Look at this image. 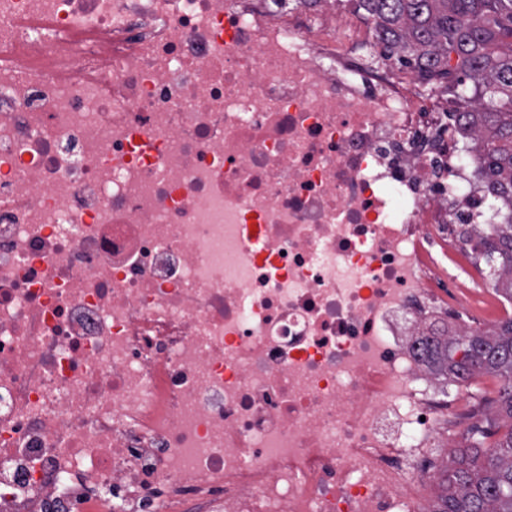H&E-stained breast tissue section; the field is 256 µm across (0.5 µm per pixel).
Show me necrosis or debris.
I'll return each mask as SVG.
<instances>
[{"instance_id": "necrosis-or-debris-1", "label": "necrosis or debris", "mask_w": 512, "mask_h": 512, "mask_svg": "<svg viewBox=\"0 0 512 512\" xmlns=\"http://www.w3.org/2000/svg\"><path fill=\"white\" fill-rule=\"evenodd\" d=\"M307 2L0 0V512H432L512 203Z\"/></svg>"}]
</instances>
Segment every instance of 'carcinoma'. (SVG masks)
Returning <instances> with one entry per match:
<instances>
[{"label":"carcinoma","mask_w":512,"mask_h":512,"mask_svg":"<svg viewBox=\"0 0 512 512\" xmlns=\"http://www.w3.org/2000/svg\"><path fill=\"white\" fill-rule=\"evenodd\" d=\"M385 50L445 90L476 132L465 152L481 163L497 193L512 200V0H359ZM470 84H465V81ZM495 285L512 296V223L496 225L486 254ZM420 361L452 382L490 375L502 382L498 421L476 429L437 476L434 512H512V317L493 331L436 327L415 339ZM479 438H474V435Z\"/></svg>","instance_id":"cac0c4a2"}]
</instances>
